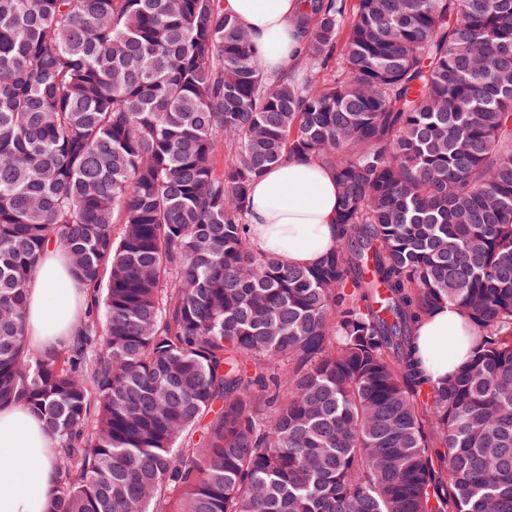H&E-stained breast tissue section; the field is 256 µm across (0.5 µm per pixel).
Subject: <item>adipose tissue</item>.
<instances>
[{
  "mask_svg": "<svg viewBox=\"0 0 512 512\" xmlns=\"http://www.w3.org/2000/svg\"><path fill=\"white\" fill-rule=\"evenodd\" d=\"M249 31L266 72L298 62L300 0H221ZM340 189L335 175L315 162H283L255 180L249 222L257 246L300 266L317 264L336 245ZM87 303L69 259L46 247L27 285L26 342L40 356L72 339ZM478 336L457 309H436L420 325L418 355L435 383L466 363ZM57 442L40 415L22 403L0 407V512H48L56 492Z\"/></svg>",
  "mask_w": 512,
  "mask_h": 512,
  "instance_id": "ef3b65f1",
  "label": "adipose tissue"
}]
</instances>
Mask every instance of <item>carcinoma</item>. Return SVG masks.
<instances>
[{
  "label": "carcinoma",
  "instance_id": "obj_1",
  "mask_svg": "<svg viewBox=\"0 0 512 512\" xmlns=\"http://www.w3.org/2000/svg\"><path fill=\"white\" fill-rule=\"evenodd\" d=\"M300 23L271 77L221 0H0V405L57 438L50 512H512V0ZM287 159L341 191L313 267L249 236ZM49 241L89 311L35 358ZM445 305L480 341L433 384ZM477 343L478 336L466 316L451 306L436 309L418 329V355L433 383H441L466 363ZM448 344L455 352L449 362Z\"/></svg>",
  "mask_w": 512,
  "mask_h": 512
}]
</instances>
